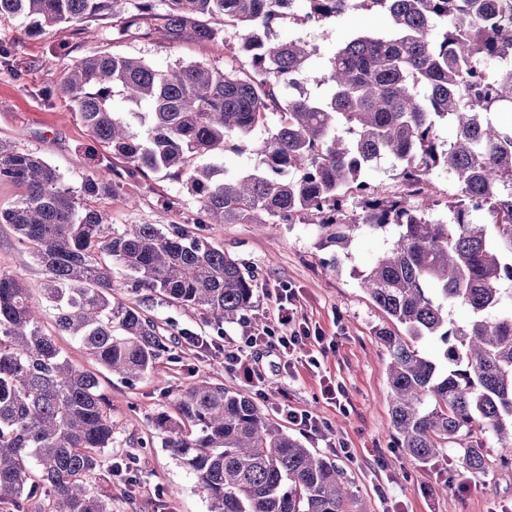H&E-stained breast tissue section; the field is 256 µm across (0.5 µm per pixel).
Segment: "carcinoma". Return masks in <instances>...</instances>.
Here are the masks:
<instances>
[{
    "mask_svg": "<svg viewBox=\"0 0 512 512\" xmlns=\"http://www.w3.org/2000/svg\"><path fill=\"white\" fill-rule=\"evenodd\" d=\"M164 2L158 12L153 0H0V16L22 19L30 37L110 17L172 42L217 40V19L240 29L247 68L93 54L57 87L106 156L185 179L211 231L312 217L320 245L338 257L358 229L391 233L359 279L389 319L375 338L390 357L394 438L421 466L456 445L460 477L483 476L475 429L512 454V293L501 288L512 282V126L491 119L512 105V68L486 69L493 58L512 61V0H306L314 24L355 7L386 20L382 32L336 46L316 93L298 76L318 48L269 34L291 0ZM443 123L453 129L446 144ZM259 129L258 163L233 173L197 163ZM386 157L401 162L404 190L373 195L367 172ZM108 170L76 193L44 159L0 141V182L20 190L0 224L13 226L42 274L37 298L0 273V505L9 512H112V493L88 484L112 447V401L97 373L61 354L44 313L101 368L133 381L179 358L145 302L193 310L221 336L255 295L254 279L203 227H116L86 205L112 190ZM441 170L458 187L448 223L411 203ZM357 194L358 212L347 208ZM116 286L129 298L112 297ZM458 305L470 313L461 326L448 319ZM432 340L442 350L427 355L419 344ZM175 407L157 425L209 512H348L352 493L336 463L251 396L200 376Z\"/></svg>",
    "mask_w": 512,
    "mask_h": 512,
    "instance_id": "cac0c4a2",
    "label": "carcinoma"
}]
</instances>
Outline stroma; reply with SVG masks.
<instances>
[{
	"instance_id": "stroma-1",
	"label": "stroma",
	"mask_w": 512,
	"mask_h": 512,
	"mask_svg": "<svg viewBox=\"0 0 512 512\" xmlns=\"http://www.w3.org/2000/svg\"><path fill=\"white\" fill-rule=\"evenodd\" d=\"M374 17L354 9L333 24L320 27L316 44L320 58L306 69L303 84L316 90L322 58L335 45L357 31L378 32ZM241 34L228 28L215 43H172L163 36L132 31L120 33L110 20L85 24L82 31L48 32L27 36L22 20L0 16V141L36 153L56 167L71 187H80L104 161V153L87 134L70 102L51 86L76 61L93 53L119 54L143 59L159 67L200 62L211 68H238L245 62L239 51ZM108 161V160H105ZM111 193L92 198L91 204L107 214L110 223L198 224L203 220L196 198L183 179L162 173H141L125 161H108ZM212 241L243 261L257 277L258 290L250 315L260 326L274 323V303L268 289L288 285L295 289L301 313L310 327L334 336L326 348L320 372L298 368L286 374L275 351L261 349L266 382L273 390L261 398L275 408L282 402L311 411L325 424L321 437L306 438L307 447L332 458L344 471L353 491L349 512H512V463L500 460L498 438L481 434L488 454V469L468 496L456 490L459 469L455 453L434 465L419 466L397 448L390 421L389 355L375 339V331L388 322L361 289L360 271L367 269L387 248L380 233L358 231L349 255L337 259L335 248L321 247L312 219L297 224H225ZM38 287L37 266L18 240L13 227L0 224V273ZM163 333L179 338L188 329L214 339L215 332L197 312L150 303ZM103 390L112 400V446L104 459L116 463L135 457L139 483L133 499L112 494V512H209L205 493L194 475L162 446L164 434L155 425L160 415L175 412L174 399L193 376L208 375L225 387L255 395L242 377L226 372L221 353L206 349L181 361L161 359L153 372L128 382L99 371ZM339 384L346 408L338 410L321 394L322 379ZM150 447H142V440ZM345 445L338 453L336 445Z\"/></svg>"
}]
</instances>
